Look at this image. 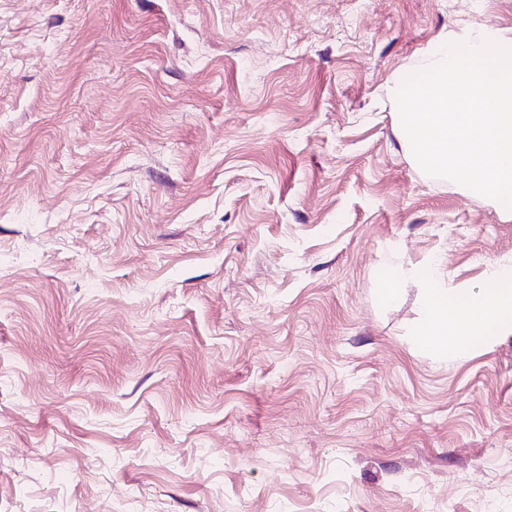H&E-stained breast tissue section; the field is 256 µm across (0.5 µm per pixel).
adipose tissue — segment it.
Instances as JSON below:
<instances>
[{
	"label": "adipose tissue",
	"mask_w": 512,
	"mask_h": 512,
	"mask_svg": "<svg viewBox=\"0 0 512 512\" xmlns=\"http://www.w3.org/2000/svg\"><path fill=\"white\" fill-rule=\"evenodd\" d=\"M404 278L419 279L425 286L416 336L426 350L439 356L461 357L479 337L512 335L511 266H495L487 288L453 301L428 267L393 271L383 290L385 297H393L397 283Z\"/></svg>",
	"instance_id": "adipose-tissue-1"
}]
</instances>
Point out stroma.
<instances>
[{"label": "stroma", "mask_w": 512, "mask_h": 512, "mask_svg": "<svg viewBox=\"0 0 512 512\" xmlns=\"http://www.w3.org/2000/svg\"><path fill=\"white\" fill-rule=\"evenodd\" d=\"M512 0H0V512H512V337L412 330L512 209L399 81Z\"/></svg>", "instance_id": "stroma-1"}]
</instances>
